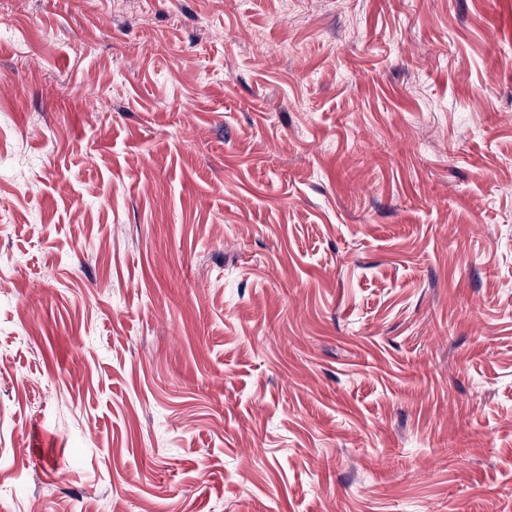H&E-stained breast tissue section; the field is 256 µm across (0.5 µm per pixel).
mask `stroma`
Listing matches in <instances>:
<instances>
[{
    "label": "stroma",
    "mask_w": 512,
    "mask_h": 512,
    "mask_svg": "<svg viewBox=\"0 0 512 512\" xmlns=\"http://www.w3.org/2000/svg\"><path fill=\"white\" fill-rule=\"evenodd\" d=\"M0 512H512V0H0Z\"/></svg>",
    "instance_id": "stroma-1"
}]
</instances>
